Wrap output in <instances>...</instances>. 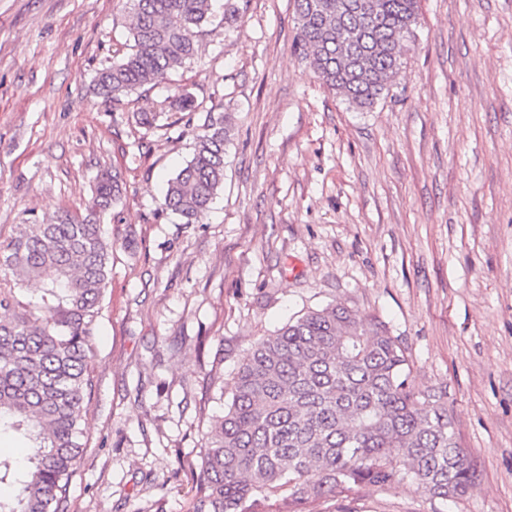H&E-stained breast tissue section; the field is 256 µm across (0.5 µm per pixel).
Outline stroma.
<instances>
[{"label":"stroma","mask_w":512,"mask_h":512,"mask_svg":"<svg viewBox=\"0 0 512 512\" xmlns=\"http://www.w3.org/2000/svg\"><path fill=\"white\" fill-rule=\"evenodd\" d=\"M224 3L194 60L115 104L93 79L133 43L125 0H0V245L83 216L101 172L126 183L102 219L112 279L63 512H192L252 343L337 303L447 394L476 485L444 509L365 484L305 512H512V0H418L402 68L364 112L296 52L293 0H237L231 22ZM182 90L193 109L171 107ZM210 112L229 128L224 187L186 224L163 190Z\"/></svg>","instance_id":"35a3bbf8"}]
</instances>
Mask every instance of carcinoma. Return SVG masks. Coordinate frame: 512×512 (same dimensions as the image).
<instances>
[{
    "label": "carcinoma",
    "instance_id": "obj_1",
    "mask_svg": "<svg viewBox=\"0 0 512 512\" xmlns=\"http://www.w3.org/2000/svg\"><path fill=\"white\" fill-rule=\"evenodd\" d=\"M131 51L96 75L117 103L155 85L198 52L211 0H127ZM295 50L331 90L374 105L414 36L417 0H294ZM224 115L207 113L191 160L167 181L161 206L187 224L224 184ZM103 173L82 218L23 224L0 250V439L25 450L0 457V512H61L82 456L93 388V338L110 283L114 242L101 219L123 193ZM40 288L22 303L16 287ZM457 442L447 394L411 380L405 350L386 327L340 305L307 312L251 345L224 416L205 433L193 512H289L338 491L408 483L446 506L475 485Z\"/></svg>",
    "mask_w": 512,
    "mask_h": 512
}]
</instances>
